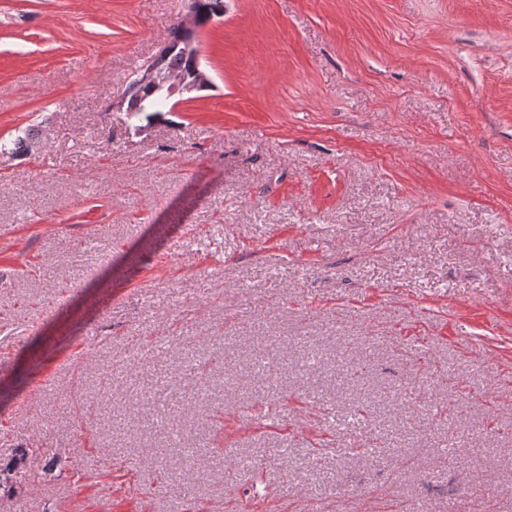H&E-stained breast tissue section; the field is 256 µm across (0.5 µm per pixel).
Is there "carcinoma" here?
Here are the masks:
<instances>
[{
	"label": "carcinoma",
	"instance_id": "cac0c4a2",
	"mask_svg": "<svg viewBox=\"0 0 512 512\" xmlns=\"http://www.w3.org/2000/svg\"><path fill=\"white\" fill-rule=\"evenodd\" d=\"M192 10L194 25L198 27L224 12V0H192ZM208 83L199 59L193 52L186 53L179 48L162 53L133 74L115 107L126 113L127 119L138 120L134 129L140 131L165 111L169 100L175 97L173 88L189 86L194 91Z\"/></svg>",
	"mask_w": 512,
	"mask_h": 512
}]
</instances>
